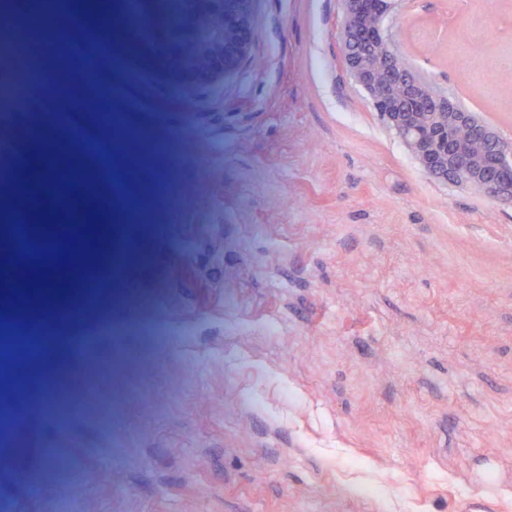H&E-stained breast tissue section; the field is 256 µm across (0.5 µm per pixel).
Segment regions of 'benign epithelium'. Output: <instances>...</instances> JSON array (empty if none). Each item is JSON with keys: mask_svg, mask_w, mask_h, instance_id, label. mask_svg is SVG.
Wrapping results in <instances>:
<instances>
[{"mask_svg": "<svg viewBox=\"0 0 512 512\" xmlns=\"http://www.w3.org/2000/svg\"><path fill=\"white\" fill-rule=\"evenodd\" d=\"M336 34L340 60L351 80L395 131L428 176L464 184L495 201L512 203V143L475 112H462L416 69L405 64L388 30L398 0H382L376 13L367 0H342ZM240 23L225 69L248 55Z\"/></svg>", "mask_w": 512, "mask_h": 512, "instance_id": "1", "label": "benign epithelium"}]
</instances>
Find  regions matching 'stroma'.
<instances>
[{"mask_svg": "<svg viewBox=\"0 0 512 512\" xmlns=\"http://www.w3.org/2000/svg\"><path fill=\"white\" fill-rule=\"evenodd\" d=\"M140 9L153 81L91 76L174 93L159 229L0 512H512V204L421 171L338 63L341 0ZM390 26L512 130V0H401ZM62 109L96 156L97 111Z\"/></svg>", "mask_w": 512, "mask_h": 512, "instance_id": "1", "label": "stroma"}]
</instances>
